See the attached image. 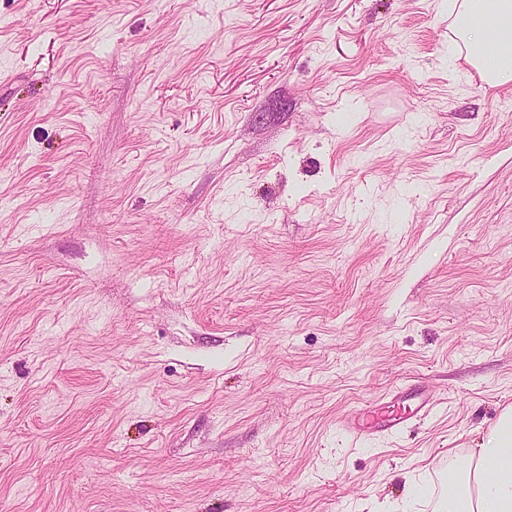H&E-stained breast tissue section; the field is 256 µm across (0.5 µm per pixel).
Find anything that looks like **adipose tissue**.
Returning <instances> with one entry per match:
<instances>
[{
    "label": "adipose tissue",
    "instance_id": "ef3b65f1",
    "mask_svg": "<svg viewBox=\"0 0 512 512\" xmlns=\"http://www.w3.org/2000/svg\"><path fill=\"white\" fill-rule=\"evenodd\" d=\"M452 14L457 53L487 85L512 84V0H455ZM446 483L438 512H512V407Z\"/></svg>",
    "mask_w": 512,
    "mask_h": 512
}]
</instances>
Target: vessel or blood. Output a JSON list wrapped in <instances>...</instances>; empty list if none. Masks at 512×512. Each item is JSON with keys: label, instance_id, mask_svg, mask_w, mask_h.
Segmentation results:
<instances>
[{"label": "vessel or blood", "instance_id": "b4317fda", "mask_svg": "<svg viewBox=\"0 0 512 512\" xmlns=\"http://www.w3.org/2000/svg\"><path fill=\"white\" fill-rule=\"evenodd\" d=\"M432 408L433 400L424 386L414 383L390 389L377 406L354 410L343 420L342 427L355 438L388 436L427 416Z\"/></svg>", "mask_w": 512, "mask_h": 512}]
</instances>
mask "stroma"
Returning <instances> with one entry per match:
<instances>
[{
	"instance_id": "35a3bbf8",
	"label": "stroma",
	"mask_w": 512,
	"mask_h": 512,
	"mask_svg": "<svg viewBox=\"0 0 512 512\" xmlns=\"http://www.w3.org/2000/svg\"><path fill=\"white\" fill-rule=\"evenodd\" d=\"M450 2L0 0V512H435L512 406V87ZM377 400L380 405L356 409L342 421L346 433L354 438L399 433L433 408L432 398L420 383L395 387Z\"/></svg>"
}]
</instances>
